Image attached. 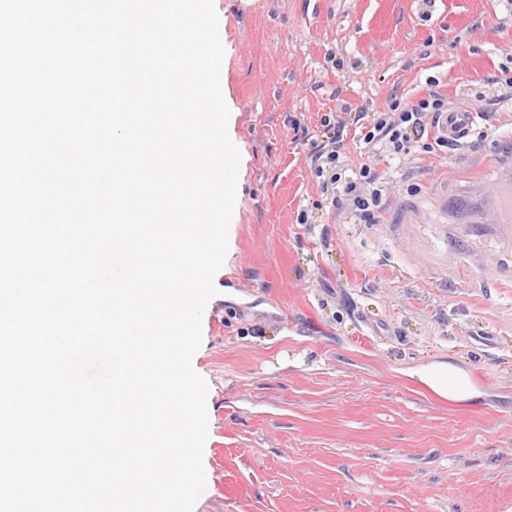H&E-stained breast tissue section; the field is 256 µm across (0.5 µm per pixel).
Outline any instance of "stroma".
I'll use <instances>...</instances> for the list:
<instances>
[{
	"label": "stroma",
	"mask_w": 512,
	"mask_h": 512,
	"mask_svg": "<svg viewBox=\"0 0 512 512\" xmlns=\"http://www.w3.org/2000/svg\"><path fill=\"white\" fill-rule=\"evenodd\" d=\"M214 4L243 160L192 359L208 384L193 512H512V218L491 210L512 196V0ZM433 78L478 114L465 147L376 162L380 223L323 203L322 118L374 162L355 114ZM441 361L479 398L410 375Z\"/></svg>",
	"instance_id": "stroma-1"
}]
</instances>
